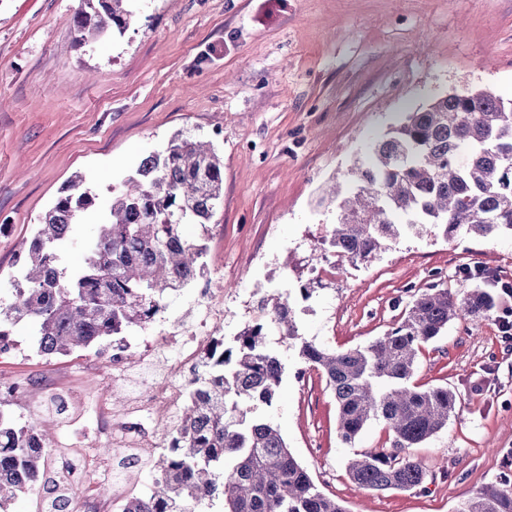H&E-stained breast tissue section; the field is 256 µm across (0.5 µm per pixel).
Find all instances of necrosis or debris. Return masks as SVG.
Returning a JSON list of instances; mask_svg holds the SVG:
<instances>
[{"mask_svg": "<svg viewBox=\"0 0 512 512\" xmlns=\"http://www.w3.org/2000/svg\"><path fill=\"white\" fill-rule=\"evenodd\" d=\"M222 288L212 281L204 282L200 289L197 320L189 327L161 328L168 359L164 364L171 389L144 387L135 401L125 404L120 417H113L108 398H101L97 406L96 432L108 444L119 449L123 456L138 463L155 459L158 450H169L170 440L150 432L149 424H176L181 412L184 389L196 373L202 370L215 344V335L221 328L222 313L219 299ZM156 361L155 349L150 342L131 347L126 338L112 342V354L107 363V376L113 384H124L135 367L150 366ZM81 479L85 492L73 502L74 512H117L121 502L133 495V485L121 478H108L103 473L96 454L81 451L79 455ZM110 485L112 496L97 499L95 491Z\"/></svg>", "mask_w": 512, "mask_h": 512, "instance_id": "1", "label": "necrosis or debris"}]
</instances>
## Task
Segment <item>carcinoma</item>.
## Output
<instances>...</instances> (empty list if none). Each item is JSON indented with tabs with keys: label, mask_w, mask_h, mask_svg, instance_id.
I'll use <instances>...</instances> for the list:
<instances>
[{
	"label": "carcinoma",
	"mask_w": 512,
	"mask_h": 512,
	"mask_svg": "<svg viewBox=\"0 0 512 512\" xmlns=\"http://www.w3.org/2000/svg\"><path fill=\"white\" fill-rule=\"evenodd\" d=\"M130 0H82L77 40L91 45L109 30L124 33ZM355 191L329 190L336 224L321 240L342 262L364 263L399 234L393 216L415 235L445 239L460 232L487 238L512 232V99L487 89L449 93L407 113L350 169ZM224 197V160L214 148L177 134L164 150L143 158L135 174L112 191L97 236L86 245L84 266L59 269V244L78 216L97 206L82 174L40 218L23 247L13 300L0 305V331L29 321L42 356L69 355L102 345L129 329L148 328L166 310L171 292L205 273L203 237ZM475 284L452 290L435 283L412 297L397 327L370 344L333 351L299 334L290 290L260 300V315L245 325L233 349L219 342L212 360L185 390L180 446L159 460L149 494L121 512H196L223 499V512H347L323 493L289 450L278 428L253 416L271 405L283 364L268 346L280 333L300 342L299 357L321 372L338 406V433L355 441L371 421L383 423L390 445L349 462L353 483L369 491H411L427 472L411 449L456 415L458 396L448 387L412 383L421 348L452 320H488L493 276L477 267ZM52 438L38 421L18 426L0 411V512L21 494L42 499L39 512H72L75 487L52 462ZM455 512H512V481L499 480L461 501Z\"/></svg>",
	"instance_id": "cac0c4a2"
}]
</instances>
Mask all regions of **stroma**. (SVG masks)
<instances>
[{
  "label": "stroma",
  "mask_w": 512,
  "mask_h": 512,
  "mask_svg": "<svg viewBox=\"0 0 512 512\" xmlns=\"http://www.w3.org/2000/svg\"><path fill=\"white\" fill-rule=\"evenodd\" d=\"M81 0H0V301L13 297L15 258L75 174L100 205L176 133L211 142L224 160V199L204 235L207 274L224 287V345L248 320L250 296L310 284L295 296L301 336L330 350L363 346L402 318L413 292L436 281L465 288L463 272L490 268L512 282V235L446 240L410 232L372 261L336 262L308 283L337 208L322 199L346 180L401 113L485 88L512 99V0H133L124 34L80 45ZM83 214L59 249L79 267L98 231ZM501 298L480 324L451 321L417 356L414 383L459 396L447 427L414 449L428 477L412 491L358 489L356 454L384 446L383 423L353 444L337 432L336 402L297 347H274L284 365L276 426L320 489L347 512H454L512 469V338ZM103 364L94 351L0 357V379L63 374L65 394L94 429Z\"/></svg>",
  "instance_id": "1"
}]
</instances>
